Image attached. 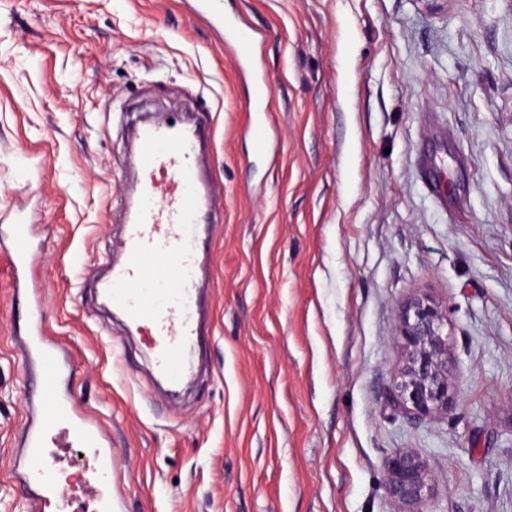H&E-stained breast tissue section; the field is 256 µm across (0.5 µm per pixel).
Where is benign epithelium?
Returning <instances> with one entry per match:
<instances>
[{
	"label": "benign epithelium",
	"mask_w": 512,
	"mask_h": 512,
	"mask_svg": "<svg viewBox=\"0 0 512 512\" xmlns=\"http://www.w3.org/2000/svg\"><path fill=\"white\" fill-rule=\"evenodd\" d=\"M399 336L407 360L394 378V403L421 417L448 409L453 360L447 314L429 298L416 297L402 312ZM386 490L396 506L394 512H426L433 496L426 461L411 450H398L388 464Z\"/></svg>",
	"instance_id": "7a95c632"
}]
</instances>
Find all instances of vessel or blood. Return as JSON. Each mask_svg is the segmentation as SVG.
<instances>
[{
	"label": "vessel or blood",
	"mask_w": 512,
	"mask_h": 512,
	"mask_svg": "<svg viewBox=\"0 0 512 512\" xmlns=\"http://www.w3.org/2000/svg\"><path fill=\"white\" fill-rule=\"evenodd\" d=\"M208 139L203 117L189 124L163 118L132 128L144 177L109 251L110 276L99 288L130 327L149 336L155 370L172 385L193 370L202 334L196 251L199 229L212 223L221 190L219 182L201 178ZM30 231L27 224L14 227L12 263L19 271L37 261L28 246ZM19 348L24 364L39 376L41 395L30 405L16 455L17 478L28 490L30 512H69V498L54 480V442L73 436L88 449L99 476L112 471V449L100 427L74 408L65 387L67 358L56 343L32 329L20 337Z\"/></svg>",
	"instance_id": "1"
}]
</instances>
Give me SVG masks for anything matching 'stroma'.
I'll return each instance as SVG.
<instances>
[{
    "label": "stroma",
    "mask_w": 512,
    "mask_h": 512,
    "mask_svg": "<svg viewBox=\"0 0 512 512\" xmlns=\"http://www.w3.org/2000/svg\"><path fill=\"white\" fill-rule=\"evenodd\" d=\"M219 6L254 34L266 111L198 0H0V512H27L14 338L37 312L108 435L117 512H394L400 448L428 512H512V0ZM204 111L224 210L169 395L93 288L140 178L128 123ZM20 219L40 260L19 276ZM421 294L448 315L453 402L413 419L391 387ZM387 494L394 512H427L433 496L426 461L411 450L400 449L388 464Z\"/></svg>",
    "instance_id": "obj_1"
}]
</instances>
